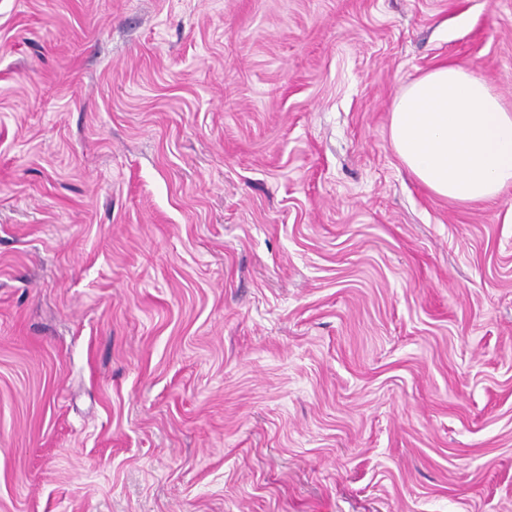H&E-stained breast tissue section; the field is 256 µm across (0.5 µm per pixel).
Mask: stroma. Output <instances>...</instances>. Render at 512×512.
<instances>
[{
  "label": "stroma",
  "instance_id": "obj_1",
  "mask_svg": "<svg viewBox=\"0 0 512 512\" xmlns=\"http://www.w3.org/2000/svg\"><path fill=\"white\" fill-rule=\"evenodd\" d=\"M512 0H0V512H512V185L394 151Z\"/></svg>",
  "mask_w": 512,
  "mask_h": 512
}]
</instances>
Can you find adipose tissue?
I'll use <instances>...</instances> for the list:
<instances>
[{
	"label": "adipose tissue",
	"instance_id": "1",
	"mask_svg": "<svg viewBox=\"0 0 512 512\" xmlns=\"http://www.w3.org/2000/svg\"><path fill=\"white\" fill-rule=\"evenodd\" d=\"M389 130L402 162L438 196L481 201L512 184V111L463 66L440 65L399 91Z\"/></svg>",
	"mask_w": 512,
	"mask_h": 512
}]
</instances>
